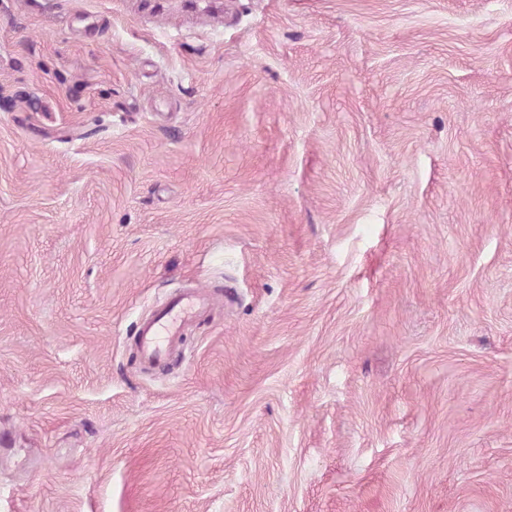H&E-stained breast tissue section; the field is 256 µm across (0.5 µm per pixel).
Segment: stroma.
<instances>
[{"mask_svg": "<svg viewBox=\"0 0 512 512\" xmlns=\"http://www.w3.org/2000/svg\"><path fill=\"white\" fill-rule=\"evenodd\" d=\"M0 512H512V0H0ZM201 307L200 298H178L168 306L157 310L153 318L139 332L140 354L144 363L155 364L166 356L161 336L173 339L181 323Z\"/></svg>", "mask_w": 512, "mask_h": 512, "instance_id": "obj_1", "label": "stroma"}]
</instances>
